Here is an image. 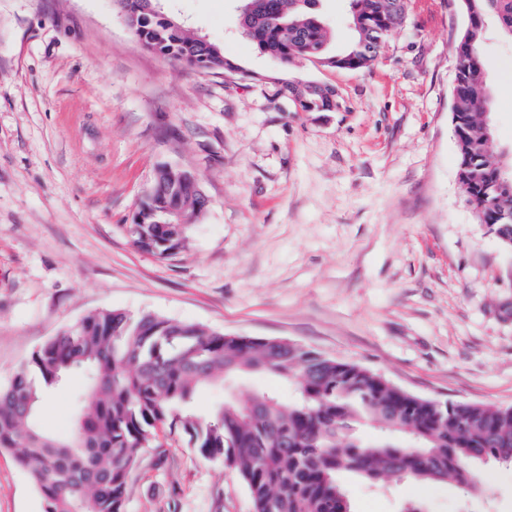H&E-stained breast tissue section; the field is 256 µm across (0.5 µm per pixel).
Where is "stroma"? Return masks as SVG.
Returning <instances> with one entry per match:
<instances>
[{"instance_id": "1", "label": "stroma", "mask_w": 512, "mask_h": 512, "mask_svg": "<svg viewBox=\"0 0 512 512\" xmlns=\"http://www.w3.org/2000/svg\"><path fill=\"white\" fill-rule=\"evenodd\" d=\"M246 77L144 49L113 0H0V385L89 313L121 309L229 335L286 339L437 401L512 406V250L458 180L452 123L460 0H408L375 64L286 67L241 31L237 0H163ZM348 0H319L329 54L353 40ZM482 52L489 151L512 155V41ZM336 88L341 112H289L283 83ZM199 177L208 206L184 248L140 249L129 224L156 170ZM86 379L40 414L68 432ZM483 494L455 484L344 479L352 512H512V463ZM127 512H253L237 474L159 432L129 476ZM0 512H43L0 450Z\"/></svg>"}]
</instances>
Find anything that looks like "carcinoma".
<instances>
[{
	"label": "carcinoma",
	"instance_id": "carcinoma-1",
	"mask_svg": "<svg viewBox=\"0 0 512 512\" xmlns=\"http://www.w3.org/2000/svg\"><path fill=\"white\" fill-rule=\"evenodd\" d=\"M129 31L145 49L204 74L235 76L220 45L161 11L158 0H114ZM356 34L351 49L326 54L328 32L317 0H240L248 11L243 33L261 52L286 65L317 59L357 71L371 67L390 34L405 20L407 0H349ZM468 27L455 46L454 132L461 189L481 224L493 225L512 249V186L488 189L512 163L485 149L483 114L490 91L480 50L486 17L512 38V0H461ZM282 96L295 112L333 111L337 91L314 81L289 82ZM166 168L140 204L144 223L129 225L142 249L163 258L187 241L175 224L172 244L154 218L178 206L196 221L206 205L187 176ZM84 373L71 432L44 429L39 411L47 394L71 372ZM293 387L287 400L274 391L224 398L207 416L193 412L204 385L239 384L255 373ZM378 435L366 438L360 428ZM183 434L209 460L232 468L255 512H352L340 476L355 473L373 485L406 480L451 483L481 490L475 468L512 461V407L437 402L412 395L362 366L326 358L277 339H234L153 313L102 310L48 340L10 382L0 386V450H12L40 493L44 512H126L128 475L157 429Z\"/></svg>",
	"mask_w": 512,
	"mask_h": 512
}]
</instances>
